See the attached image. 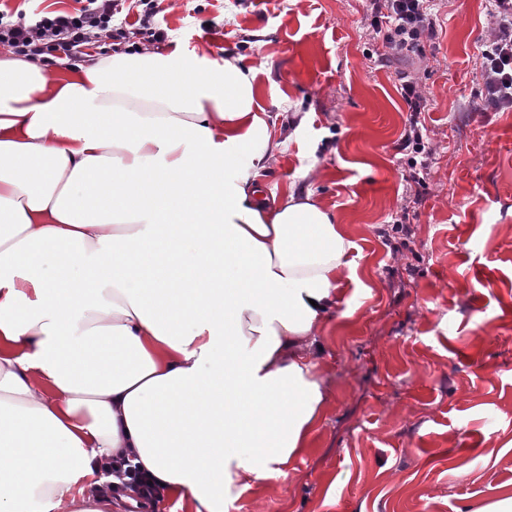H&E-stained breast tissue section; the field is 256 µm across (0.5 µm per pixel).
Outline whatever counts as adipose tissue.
Segmentation results:
<instances>
[{
  "label": "adipose tissue",
  "instance_id": "1",
  "mask_svg": "<svg viewBox=\"0 0 512 512\" xmlns=\"http://www.w3.org/2000/svg\"><path fill=\"white\" fill-rule=\"evenodd\" d=\"M259 72L0 54V512H112L87 490L128 448L227 512L308 448L353 244L312 192L239 176L278 149Z\"/></svg>",
  "mask_w": 512,
  "mask_h": 512
}]
</instances>
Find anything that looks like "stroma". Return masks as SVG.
Masks as SVG:
<instances>
[{"instance_id": "stroma-1", "label": "stroma", "mask_w": 512, "mask_h": 512, "mask_svg": "<svg viewBox=\"0 0 512 512\" xmlns=\"http://www.w3.org/2000/svg\"><path fill=\"white\" fill-rule=\"evenodd\" d=\"M160 7L159 50L262 66L280 148L258 183L312 190L354 243L311 446L229 512H473L512 493V109L480 96L486 0H437L425 60L387 66L363 0ZM403 70L427 100L422 193L398 148Z\"/></svg>"}]
</instances>
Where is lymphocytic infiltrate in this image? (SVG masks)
Returning <instances> with one entry per match:
<instances>
[{
    "label": "lymphocytic infiltrate",
    "instance_id": "lymphocytic-infiltrate-1",
    "mask_svg": "<svg viewBox=\"0 0 512 512\" xmlns=\"http://www.w3.org/2000/svg\"><path fill=\"white\" fill-rule=\"evenodd\" d=\"M128 4L140 10V34L151 41L164 40V30L154 25L156 0H85L71 12L40 11L31 23L22 18L8 20L0 12V44L39 60L56 52L70 58L96 43L115 51L130 41L126 30L112 25L113 17ZM488 7L494 26L480 50L483 102L495 110H508L512 108V0H488ZM432 9L433 0H367L369 25L384 47L378 62L385 65L412 55L424 58L426 44L435 37ZM400 90L409 110L400 147L424 153L420 114L426 99L411 73H401ZM112 474L122 489L132 491L137 506L158 502L165 493L163 487L149 482L132 458L121 459Z\"/></svg>",
    "mask_w": 512,
    "mask_h": 512
}]
</instances>
